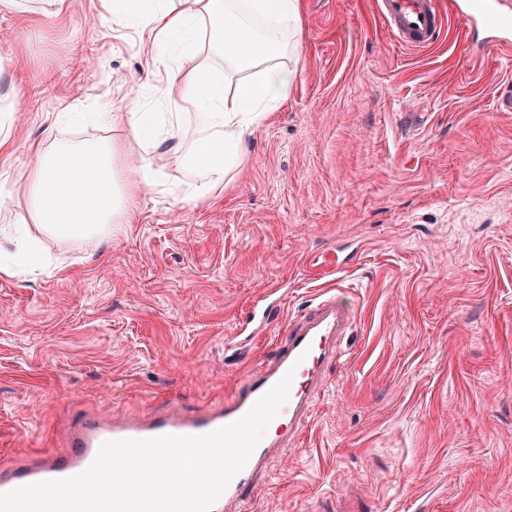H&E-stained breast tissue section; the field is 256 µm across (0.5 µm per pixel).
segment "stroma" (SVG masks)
<instances>
[{"instance_id": "35a3bbf8", "label": "stroma", "mask_w": 512, "mask_h": 512, "mask_svg": "<svg viewBox=\"0 0 512 512\" xmlns=\"http://www.w3.org/2000/svg\"><path fill=\"white\" fill-rule=\"evenodd\" d=\"M68 2L0 14V91L20 56L25 108L0 169L21 186L30 143L107 136L185 180L122 119L135 97L172 111L144 35ZM467 5L438 0L439 40L409 50L374 0H300L297 79L223 192H144L117 238H41L62 272L0 275V461L57 447L74 414L231 396L282 337L240 336L257 298L286 321L340 288L354 323L254 512H512V39ZM74 111L99 119L56 123Z\"/></svg>"}]
</instances>
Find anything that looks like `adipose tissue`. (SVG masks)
Masks as SVG:
<instances>
[{
    "instance_id": "obj_1",
    "label": "adipose tissue",
    "mask_w": 512,
    "mask_h": 512,
    "mask_svg": "<svg viewBox=\"0 0 512 512\" xmlns=\"http://www.w3.org/2000/svg\"><path fill=\"white\" fill-rule=\"evenodd\" d=\"M112 22L137 27L151 47L163 96L178 113L166 137L170 162L189 180L169 187L162 172L140 163L109 139L29 147L24 189L0 170V209L24 193L28 225L85 247L116 236L145 189L171 191L176 201H203L247 161L245 141L288 94L300 57L299 0H108ZM223 79H216L215 64ZM14 250L0 274L51 267L27 228L14 229Z\"/></svg>"
}]
</instances>
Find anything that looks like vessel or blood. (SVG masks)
<instances>
[{
	"label": "vessel or blood",
	"instance_id": "vessel-or-blood-1",
	"mask_svg": "<svg viewBox=\"0 0 512 512\" xmlns=\"http://www.w3.org/2000/svg\"><path fill=\"white\" fill-rule=\"evenodd\" d=\"M379 19L400 46L422 49L441 32L437 0H375ZM354 305L333 289L324 291L305 312L289 322L285 339L269 363L250 371L230 397L193 411L172 409L144 419L117 423L100 413H84L68 424L60 448L33 452L27 458L0 464V493L43 481L78 475L94 461L107 441L150 439L164 435H202L243 417L284 376H291L288 399L269 423L245 467L231 480L212 512H231L251 504L253 491L274 454L295 436L320 393L322 368L338 356L337 341L345 334Z\"/></svg>",
	"mask_w": 512,
	"mask_h": 512
}]
</instances>
